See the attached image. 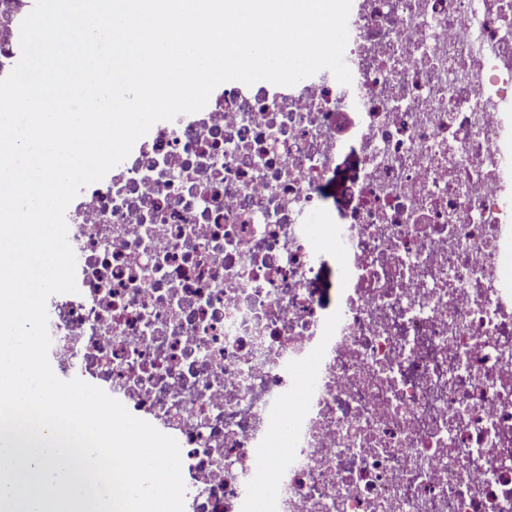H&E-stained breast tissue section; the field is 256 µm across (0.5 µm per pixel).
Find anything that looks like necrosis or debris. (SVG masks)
Listing matches in <instances>:
<instances>
[{"label": "necrosis or debris", "instance_id": "obj_1", "mask_svg": "<svg viewBox=\"0 0 512 512\" xmlns=\"http://www.w3.org/2000/svg\"><path fill=\"white\" fill-rule=\"evenodd\" d=\"M31 10L0 0V78ZM348 33L351 84L222 83L67 208L50 365L178 441L184 512H512V0H352ZM355 169L353 155L346 152L337 160L336 181L327 183L322 189L323 204L326 210L336 211L341 208L340 189L338 181L349 179ZM336 249L330 247L329 255L323 262V272L320 288L323 289V300L327 305H332L336 300V289L339 287L336 275Z\"/></svg>", "mask_w": 512, "mask_h": 512}]
</instances>
